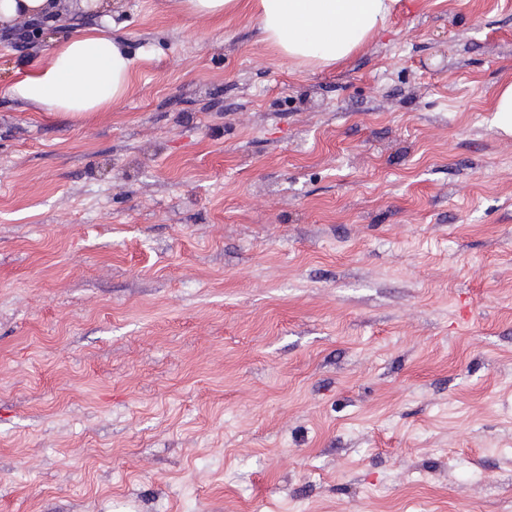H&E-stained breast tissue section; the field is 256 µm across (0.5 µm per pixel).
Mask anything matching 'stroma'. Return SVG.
Here are the masks:
<instances>
[{
    "label": "stroma",
    "instance_id": "1",
    "mask_svg": "<svg viewBox=\"0 0 512 512\" xmlns=\"http://www.w3.org/2000/svg\"><path fill=\"white\" fill-rule=\"evenodd\" d=\"M244 2L109 0L80 120L0 38V512H512V0L325 69ZM184 12L192 17L224 18L242 7V0H179ZM117 28L105 14L99 27L71 30L53 42L45 63L23 73L8 92L74 119L111 108L126 97L138 60L112 35ZM492 112H494V125L512 135V80L505 81L498 88Z\"/></svg>",
    "mask_w": 512,
    "mask_h": 512
}]
</instances>
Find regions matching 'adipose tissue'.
<instances>
[{"mask_svg":"<svg viewBox=\"0 0 512 512\" xmlns=\"http://www.w3.org/2000/svg\"><path fill=\"white\" fill-rule=\"evenodd\" d=\"M395 0H259L266 43L301 67H330L345 61L384 29ZM58 0H0V24L54 19ZM87 11H103L104 0H81ZM105 15L99 26L71 30L56 41L48 60L23 73L11 96L49 113L80 119L121 102L137 57L115 37Z\"/></svg>","mask_w":512,"mask_h":512,"instance_id":"adipose-tissue-1","label":"adipose tissue"}]
</instances>
